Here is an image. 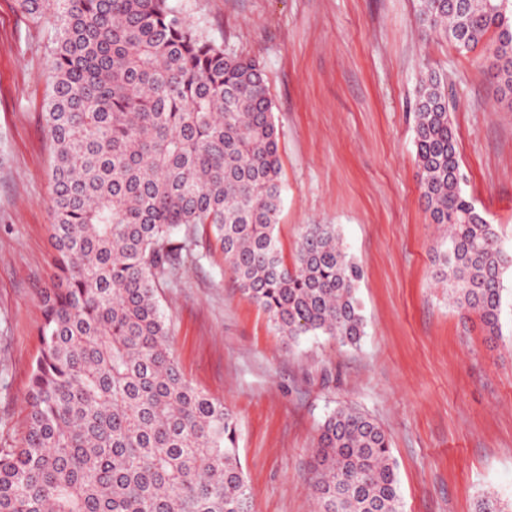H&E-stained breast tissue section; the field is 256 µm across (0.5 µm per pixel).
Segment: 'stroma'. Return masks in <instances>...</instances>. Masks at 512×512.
Listing matches in <instances>:
<instances>
[{
	"instance_id": "obj_1",
	"label": "stroma",
	"mask_w": 512,
	"mask_h": 512,
	"mask_svg": "<svg viewBox=\"0 0 512 512\" xmlns=\"http://www.w3.org/2000/svg\"><path fill=\"white\" fill-rule=\"evenodd\" d=\"M173 4L261 64L280 131L284 261L305 225L334 224L363 270L365 335L353 348L280 336L237 290L206 225L196 261L160 290L182 374L238 417L253 512H314L312 450L340 404L387 434L401 512H475L489 492L512 502V271L491 340L436 282L414 140L418 78L430 70L448 84L461 186L512 253V102L495 92L485 45L462 53L426 32L418 0ZM53 38L51 23L0 0V448L22 443L41 292L55 273L41 119Z\"/></svg>"
}]
</instances>
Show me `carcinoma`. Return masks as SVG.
Segmentation results:
<instances>
[{
  "label": "carcinoma",
  "instance_id": "1",
  "mask_svg": "<svg viewBox=\"0 0 512 512\" xmlns=\"http://www.w3.org/2000/svg\"><path fill=\"white\" fill-rule=\"evenodd\" d=\"M51 16L52 240L26 432L0 448V512H252L238 419L195 389L168 346L162 284L210 226L239 291L291 342L364 336L361 268L334 224H309L287 265L275 229L279 130L260 63L206 37L170 0H16ZM426 29L470 51L489 31L512 90V8L419 0ZM464 38L459 43L458 38ZM422 196L446 228L436 277L465 316L500 335L512 256L462 188L447 81L421 77L414 112ZM316 512H400L385 431L350 406L322 423Z\"/></svg>",
  "mask_w": 512,
  "mask_h": 512
}]
</instances>
